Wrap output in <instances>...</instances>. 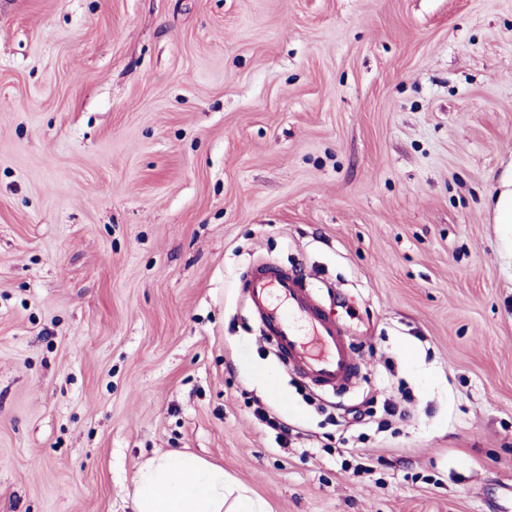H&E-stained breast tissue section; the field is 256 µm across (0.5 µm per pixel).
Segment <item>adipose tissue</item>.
<instances>
[{
    "label": "adipose tissue",
    "instance_id": "adipose-tissue-1",
    "mask_svg": "<svg viewBox=\"0 0 512 512\" xmlns=\"http://www.w3.org/2000/svg\"><path fill=\"white\" fill-rule=\"evenodd\" d=\"M135 512H266L263 502L231 488L222 466L170 451L138 471Z\"/></svg>",
    "mask_w": 512,
    "mask_h": 512
}]
</instances>
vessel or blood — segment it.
<instances>
[{"instance_id": "obj_1", "label": "vessel or blood", "mask_w": 512, "mask_h": 512, "mask_svg": "<svg viewBox=\"0 0 512 512\" xmlns=\"http://www.w3.org/2000/svg\"><path fill=\"white\" fill-rule=\"evenodd\" d=\"M247 295L262 338L289 371L335 394L357 379L345 330L297 277L270 262L257 265L250 272Z\"/></svg>"}]
</instances>
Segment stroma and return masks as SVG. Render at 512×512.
<instances>
[{
  "label": "stroma",
  "mask_w": 512,
  "mask_h": 512,
  "mask_svg": "<svg viewBox=\"0 0 512 512\" xmlns=\"http://www.w3.org/2000/svg\"><path fill=\"white\" fill-rule=\"evenodd\" d=\"M268 261L348 391L261 339ZM171 450L269 512H512V0H0V512H133ZM247 295L260 335L289 371L334 394L358 378L345 330L297 277L274 263L259 264L250 272ZM256 419L262 422L274 433V441L279 447L288 445V428L281 424L275 415L258 402L253 412Z\"/></svg>",
  "instance_id": "stroma-1"
}]
</instances>
